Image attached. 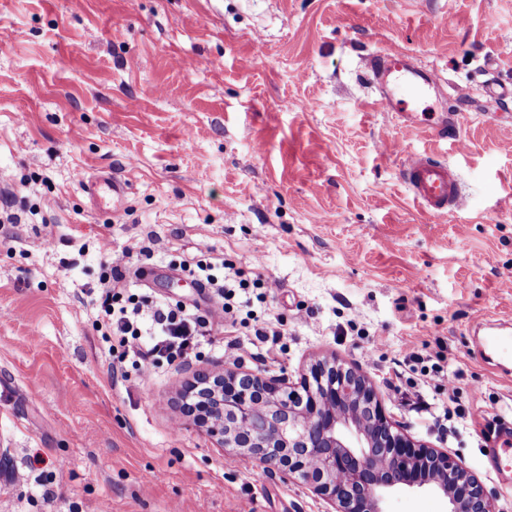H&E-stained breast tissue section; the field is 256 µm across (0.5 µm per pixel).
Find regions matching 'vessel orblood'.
<instances>
[{
    "instance_id": "b4317fda",
    "label": "vessel or blood",
    "mask_w": 512,
    "mask_h": 512,
    "mask_svg": "<svg viewBox=\"0 0 512 512\" xmlns=\"http://www.w3.org/2000/svg\"><path fill=\"white\" fill-rule=\"evenodd\" d=\"M361 66L376 90L374 106L395 113L400 128H415L419 120L416 104L438 88L435 74L417 68L404 53H372L362 58ZM401 180L427 214L444 215L465 205L456 176L432 154L410 156ZM125 190L124 182L114 176L97 178L86 186L92 200L106 197L116 205L121 203Z\"/></svg>"
}]
</instances>
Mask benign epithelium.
Returning <instances> with one entry per match:
<instances>
[{"label": "benign epithelium", "mask_w": 512, "mask_h": 512, "mask_svg": "<svg viewBox=\"0 0 512 512\" xmlns=\"http://www.w3.org/2000/svg\"><path fill=\"white\" fill-rule=\"evenodd\" d=\"M177 413L229 458L309 482L334 512H385L399 489L437 493L448 512H496L476 475L409 435L374 384L334 360L312 364L297 386L225 367L197 371Z\"/></svg>", "instance_id": "benign-epithelium-1"}]
</instances>
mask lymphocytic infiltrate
Listing matches in <instances>:
<instances>
[{
	"mask_svg": "<svg viewBox=\"0 0 512 512\" xmlns=\"http://www.w3.org/2000/svg\"><path fill=\"white\" fill-rule=\"evenodd\" d=\"M132 257L129 248L110 256L113 284L99 294L100 316L112 333L113 349L119 350L121 357L131 358L140 372H148L158 360L171 363L186 356L213 328L236 325V297L252 286L242 269L232 270L219 279L212 274L211 263L182 261V269L196 279L199 287L209 291L210 307L202 314L179 302L125 296L120 285L121 269L130 264Z\"/></svg>",
	"mask_w": 512,
	"mask_h": 512,
	"instance_id": "lymphocytic-infiltrate-1",
	"label": "lymphocytic infiltrate"
}]
</instances>
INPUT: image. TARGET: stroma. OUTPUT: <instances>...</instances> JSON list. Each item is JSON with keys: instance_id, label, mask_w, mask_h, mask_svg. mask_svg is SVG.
Returning <instances> with one entry per match:
<instances>
[{"instance_id": "obj_1", "label": "stroma", "mask_w": 512, "mask_h": 512, "mask_svg": "<svg viewBox=\"0 0 512 512\" xmlns=\"http://www.w3.org/2000/svg\"><path fill=\"white\" fill-rule=\"evenodd\" d=\"M374 51L440 79L413 132L369 105ZM491 84L512 89V0H0V192L15 216L0 223V512H330L299 480L227 464L173 403L195 367L295 383L332 356L512 512L485 457L486 428L512 427V373L482 361L471 327L512 320V105L485 111ZM448 110L455 143L434 135ZM423 152L456 171L462 209L413 202L400 175ZM109 174L127 187L117 209L84 189ZM102 241L135 249L124 285L153 300L207 308L186 256L261 279L248 309L284 322L276 358L227 326L194 357L113 380L86 295ZM412 354L459 371L468 426L418 417L416 396L436 391Z\"/></svg>"}]
</instances>
